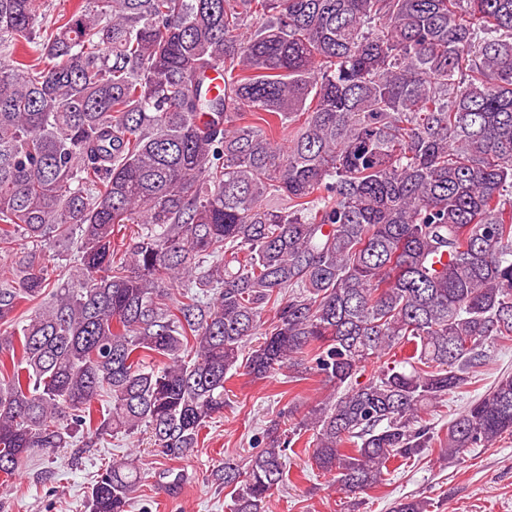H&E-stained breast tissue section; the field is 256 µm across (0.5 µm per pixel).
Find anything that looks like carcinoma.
<instances>
[{"label":"carcinoma","mask_w":512,"mask_h":512,"mask_svg":"<svg viewBox=\"0 0 512 512\" xmlns=\"http://www.w3.org/2000/svg\"><path fill=\"white\" fill-rule=\"evenodd\" d=\"M0 47V253L39 247L0 272V475L144 428L184 458L230 372L303 354L342 393L292 433L348 496L512 436V373L428 419L512 341V0H78L43 31L0 0ZM267 439L229 512L286 480ZM139 483L112 463L89 512Z\"/></svg>","instance_id":"obj_1"}]
</instances>
